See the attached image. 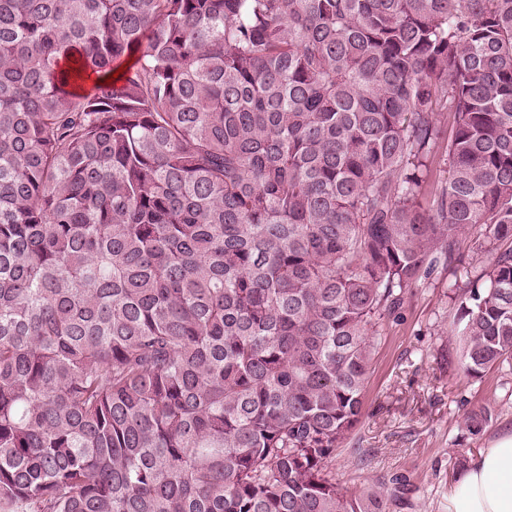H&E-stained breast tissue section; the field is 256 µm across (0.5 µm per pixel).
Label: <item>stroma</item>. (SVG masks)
Masks as SVG:
<instances>
[{
  "label": "stroma",
  "mask_w": 512,
  "mask_h": 512,
  "mask_svg": "<svg viewBox=\"0 0 512 512\" xmlns=\"http://www.w3.org/2000/svg\"><path fill=\"white\" fill-rule=\"evenodd\" d=\"M475 240L468 235L459 259L413 289L400 316L386 321L364 415L327 462L352 494L401 478L403 490L390 512H446L448 487L461 475L456 460H469L512 432V369H494L475 381L458 356L454 285L475 278L488 263L486 254L475 253ZM469 405L492 410L476 436L463 425Z\"/></svg>",
  "instance_id": "obj_1"
}]
</instances>
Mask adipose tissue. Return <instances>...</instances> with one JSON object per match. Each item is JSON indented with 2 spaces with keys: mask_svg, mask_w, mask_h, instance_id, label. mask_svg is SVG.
Here are the masks:
<instances>
[{
  "mask_svg": "<svg viewBox=\"0 0 512 512\" xmlns=\"http://www.w3.org/2000/svg\"><path fill=\"white\" fill-rule=\"evenodd\" d=\"M448 512H512V433L471 457L448 490Z\"/></svg>",
  "mask_w": 512,
  "mask_h": 512,
  "instance_id": "obj_1",
  "label": "adipose tissue"
}]
</instances>
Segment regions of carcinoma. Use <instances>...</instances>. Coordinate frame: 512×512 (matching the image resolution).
I'll list each match as a JSON object with an SVG mask.
<instances>
[{"instance_id": "obj_1", "label": "carcinoma", "mask_w": 512, "mask_h": 512, "mask_svg": "<svg viewBox=\"0 0 512 512\" xmlns=\"http://www.w3.org/2000/svg\"><path fill=\"white\" fill-rule=\"evenodd\" d=\"M476 226L470 378L512 364V0H0V512H390L326 463Z\"/></svg>"}]
</instances>
